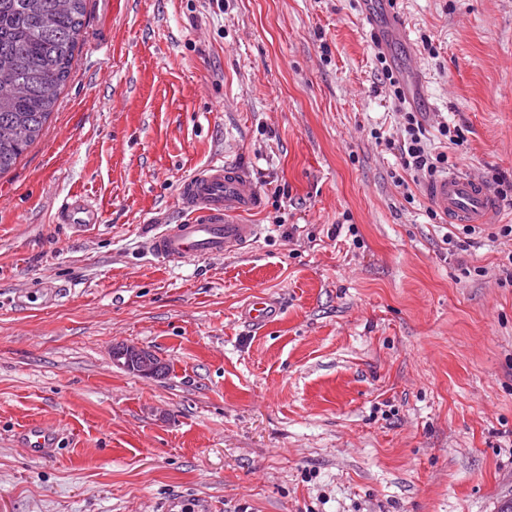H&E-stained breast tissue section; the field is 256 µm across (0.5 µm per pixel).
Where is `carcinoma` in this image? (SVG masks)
I'll list each match as a JSON object with an SVG mask.
<instances>
[{
  "mask_svg": "<svg viewBox=\"0 0 512 512\" xmlns=\"http://www.w3.org/2000/svg\"><path fill=\"white\" fill-rule=\"evenodd\" d=\"M89 0H0V175L40 135L70 76Z\"/></svg>",
  "mask_w": 512,
  "mask_h": 512,
  "instance_id": "1",
  "label": "carcinoma"
}]
</instances>
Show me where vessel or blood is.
I'll return each mask as SVG.
<instances>
[{
	"label": "vessel or blood",
	"instance_id": "1",
	"mask_svg": "<svg viewBox=\"0 0 512 512\" xmlns=\"http://www.w3.org/2000/svg\"><path fill=\"white\" fill-rule=\"evenodd\" d=\"M425 195L433 209L451 224H486L499 211L490 187L464 173L429 180ZM179 199L183 220L166 226L149 242L151 251L166 262L221 256L244 247L260 234L259 225L246 221L259 210L261 195L245 168L206 163L181 181ZM61 209L70 224L99 221L97 209L80 199L62 204ZM55 440L53 431L35 424L24 429L21 445L30 455L43 457L52 451Z\"/></svg>",
	"mask_w": 512,
	"mask_h": 512
}]
</instances>
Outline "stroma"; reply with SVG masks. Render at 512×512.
<instances>
[{
	"instance_id": "1",
	"label": "stroma",
	"mask_w": 512,
	"mask_h": 512,
	"mask_svg": "<svg viewBox=\"0 0 512 512\" xmlns=\"http://www.w3.org/2000/svg\"><path fill=\"white\" fill-rule=\"evenodd\" d=\"M90 0L40 136L0 175V512H501L512 203L478 244L406 200L383 72L453 171L512 180V0ZM100 40L109 51L91 50ZM242 165L261 236L164 262L183 178ZM76 195L99 223L59 218ZM274 304L267 326L245 317ZM135 344L165 374L116 367ZM28 424L53 452L30 456ZM55 434L41 425H31L24 429L21 436V446L26 448L34 457H44L55 448Z\"/></svg>"
}]
</instances>
